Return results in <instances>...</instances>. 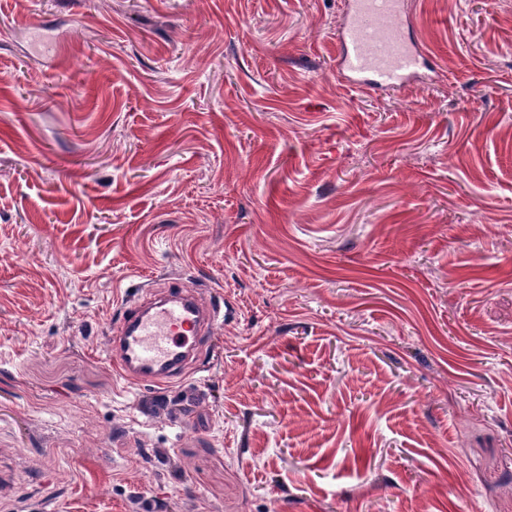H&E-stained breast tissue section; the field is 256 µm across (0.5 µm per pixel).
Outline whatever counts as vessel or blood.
I'll list each match as a JSON object with an SVG mask.
<instances>
[{"instance_id":"vessel-or-blood-1","label":"vessel or blood","mask_w":512,"mask_h":512,"mask_svg":"<svg viewBox=\"0 0 512 512\" xmlns=\"http://www.w3.org/2000/svg\"><path fill=\"white\" fill-rule=\"evenodd\" d=\"M337 28L336 72L365 91L389 90L430 68L411 37L405 0H343ZM221 307L199 290H145L125 309L108 341L107 356L127 381L158 386L202 370V352L223 321Z\"/></svg>"}]
</instances>
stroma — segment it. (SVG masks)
<instances>
[{
	"instance_id": "35a3bbf8",
	"label": "stroma",
	"mask_w": 512,
	"mask_h": 512,
	"mask_svg": "<svg viewBox=\"0 0 512 512\" xmlns=\"http://www.w3.org/2000/svg\"><path fill=\"white\" fill-rule=\"evenodd\" d=\"M336 75L340 0H0V512H512V0ZM237 314L182 386L142 289ZM229 307L207 301L197 289H151L122 313L108 341L107 356L127 381L164 385L181 381L189 369L204 371L203 349Z\"/></svg>"
}]
</instances>
